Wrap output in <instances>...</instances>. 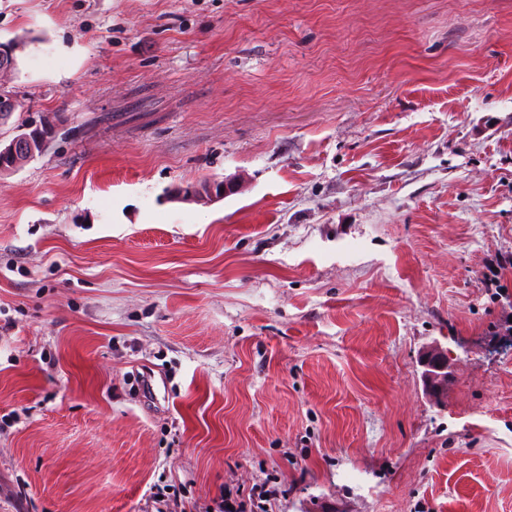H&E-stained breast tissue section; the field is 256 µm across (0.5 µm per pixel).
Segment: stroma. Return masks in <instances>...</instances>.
I'll return each instance as SVG.
<instances>
[{"instance_id": "obj_1", "label": "stroma", "mask_w": 512, "mask_h": 512, "mask_svg": "<svg viewBox=\"0 0 512 512\" xmlns=\"http://www.w3.org/2000/svg\"><path fill=\"white\" fill-rule=\"evenodd\" d=\"M18 40L0 512H512V0H0ZM53 124L45 121L42 125H29L14 135L9 144L2 150L1 153L4 157L10 159L15 158L19 154L31 156L33 154V140L46 143L48 138L53 133ZM27 156H21L11 161L0 162V174L11 173L23 167L30 159Z\"/></svg>"}]
</instances>
